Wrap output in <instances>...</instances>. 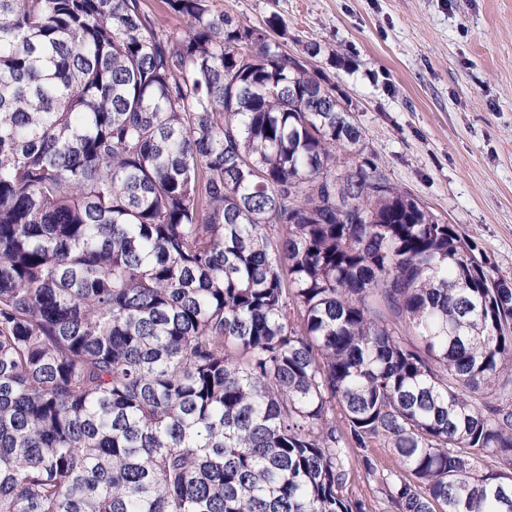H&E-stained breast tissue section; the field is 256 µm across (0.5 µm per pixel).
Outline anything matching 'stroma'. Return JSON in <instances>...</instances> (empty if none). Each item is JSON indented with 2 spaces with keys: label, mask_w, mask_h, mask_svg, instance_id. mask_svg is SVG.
<instances>
[{
  "label": "stroma",
  "mask_w": 512,
  "mask_h": 512,
  "mask_svg": "<svg viewBox=\"0 0 512 512\" xmlns=\"http://www.w3.org/2000/svg\"><path fill=\"white\" fill-rule=\"evenodd\" d=\"M324 71L365 133L366 157L512 282V0H214ZM398 472L391 448L353 449L345 492L391 512L360 463Z\"/></svg>",
  "instance_id": "1"
}]
</instances>
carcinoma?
I'll return each instance as SVG.
<instances>
[{"label":"carcinoma","mask_w":512,"mask_h":512,"mask_svg":"<svg viewBox=\"0 0 512 512\" xmlns=\"http://www.w3.org/2000/svg\"><path fill=\"white\" fill-rule=\"evenodd\" d=\"M0 0V512H512V283L213 0ZM347 162L336 178V162ZM162 0H143L144 10L152 17L161 19L168 29L182 32L187 28V21L183 18L169 16L163 12ZM362 454L369 455L380 472L395 473L400 471V464L392 449L384 444H375L364 452L353 448L351 450L352 462L349 477L345 486L346 494L367 500L372 512H392L376 479L373 476L367 475L364 467L359 463L358 458L361 459Z\"/></svg>","instance_id":"cac0c4a2"}]
</instances>
